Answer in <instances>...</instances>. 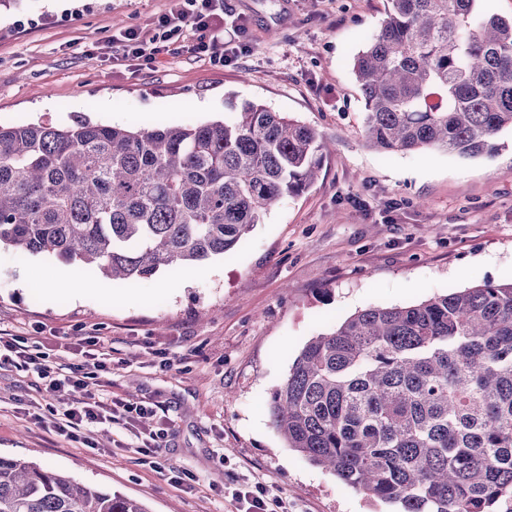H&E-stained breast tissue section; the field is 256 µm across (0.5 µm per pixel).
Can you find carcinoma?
<instances>
[{
    "instance_id": "cac0c4a2",
    "label": "carcinoma",
    "mask_w": 512,
    "mask_h": 512,
    "mask_svg": "<svg viewBox=\"0 0 512 512\" xmlns=\"http://www.w3.org/2000/svg\"><path fill=\"white\" fill-rule=\"evenodd\" d=\"M353 72L380 152L490 155L512 131V19L386 0ZM317 130L245 101L231 120L0 126V244L137 282L233 249L322 166ZM286 447L399 512H512V282L375 306L313 338L270 399ZM0 512H148L0 455Z\"/></svg>"
}]
</instances>
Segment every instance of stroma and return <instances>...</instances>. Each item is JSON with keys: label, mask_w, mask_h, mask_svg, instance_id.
I'll return each mask as SVG.
<instances>
[{"label": "stroma", "mask_w": 512, "mask_h": 512, "mask_svg": "<svg viewBox=\"0 0 512 512\" xmlns=\"http://www.w3.org/2000/svg\"><path fill=\"white\" fill-rule=\"evenodd\" d=\"M179 0H22L0 10V125L76 117L135 129L233 118L256 101L315 128V183L282 196L228 253L131 284L96 267L0 247V329L34 337L46 365L74 362L65 340L99 336L112 355L89 390L164 410L155 457L147 432L94 428L93 447L52 427L35 371L0 367V454L25 457L143 502L149 512H232L231 494L267 482L288 512H382L288 449L269 401L303 347L355 312L403 307L512 280V132L495 153L384 154L361 134L354 55L385 0H224L244 24L224 65L196 57L192 29L148 63L114 58L113 38L152 35ZM80 297L50 293L62 272ZM175 365H168V358Z\"/></svg>", "instance_id": "obj_1"}]
</instances>
